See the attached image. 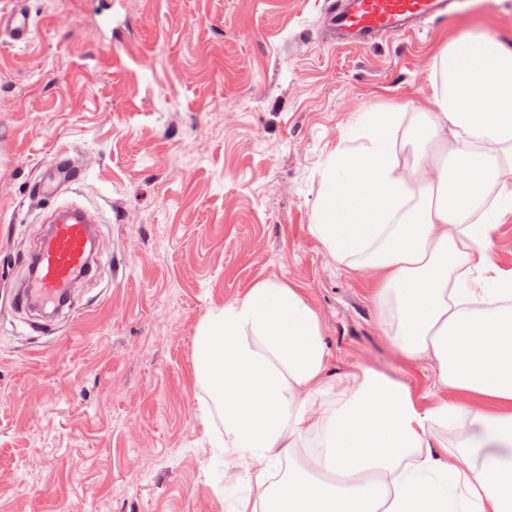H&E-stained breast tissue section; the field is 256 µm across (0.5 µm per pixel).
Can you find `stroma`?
Here are the masks:
<instances>
[{
	"instance_id": "1",
	"label": "stroma",
	"mask_w": 512,
	"mask_h": 512,
	"mask_svg": "<svg viewBox=\"0 0 512 512\" xmlns=\"http://www.w3.org/2000/svg\"><path fill=\"white\" fill-rule=\"evenodd\" d=\"M326 2L112 0L107 28L100 0H30L34 41L0 47V512H233L247 477L193 413L194 336L265 280L317 307L331 382L368 366L429 402L434 368L383 336L373 271L310 226L361 117L431 109L437 49L512 41V0L373 47L332 40ZM65 150L105 261L45 331L12 294L41 229L30 186Z\"/></svg>"
}]
</instances>
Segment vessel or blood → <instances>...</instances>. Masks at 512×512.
<instances>
[{
	"label": "vessel or blood",
	"mask_w": 512,
	"mask_h": 512,
	"mask_svg": "<svg viewBox=\"0 0 512 512\" xmlns=\"http://www.w3.org/2000/svg\"><path fill=\"white\" fill-rule=\"evenodd\" d=\"M456 0H336L329 15L331 32L371 46L387 34L414 30L423 18H447ZM29 0H13L0 11V45L21 47L35 37ZM84 172L69 152L54 154L32 187L45 200L57 199L78 184ZM101 219L88 207L66 203L54 208L48 226L30 252L32 273L14 291L16 306L28 310L72 307L73 286L99 263L95 231Z\"/></svg>",
	"instance_id": "obj_1"
}]
</instances>
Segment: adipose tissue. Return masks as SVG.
<instances>
[{"label": "adipose tissue", "mask_w": 512, "mask_h": 512, "mask_svg": "<svg viewBox=\"0 0 512 512\" xmlns=\"http://www.w3.org/2000/svg\"><path fill=\"white\" fill-rule=\"evenodd\" d=\"M435 60L433 111H371L310 227L338 265L374 271L380 329L432 363L433 399L361 366L332 384L315 305L255 284L194 338L200 418L251 484L236 512H512V273L491 272L479 211L512 198V43L469 32ZM448 426L460 438L435 452Z\"/></svg>", "instance_id": "adipose-tissue-1"}]
</instances>
